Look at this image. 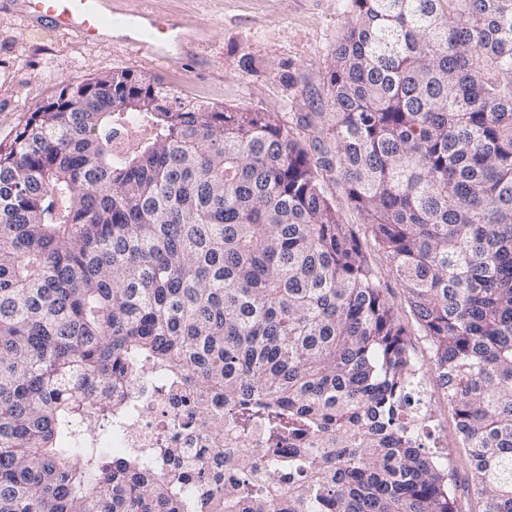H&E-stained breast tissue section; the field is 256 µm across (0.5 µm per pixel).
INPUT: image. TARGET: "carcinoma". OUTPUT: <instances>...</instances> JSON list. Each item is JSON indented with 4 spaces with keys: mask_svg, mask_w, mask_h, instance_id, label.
I'll return each instance as SVG.
<instances>
[{
    "mask_svg": "<svg viewBox=\"0 0 512 512\" xmlns=\"http://www.w3.org/2000/svg\"><path fill=\"white\" fill-rule=\"evenodd\" d=\"M327 66L334 152L269 112L131 70L63 82L0 142V512H512V0H347ZM147 135L112 148L126 127ZM343 181L404 288V326L325 195ZM189 376L194 423L286 443L224 481L180 449L96 447L119 388ZM427 396L435 409V436H439L445 442V447L447 448L440 447V445L437 444V440L439 439L438 437L429 440L432 442L429 446L431 448H442L447 452H453L455 448H457L455 422L451 411L448 409V404L442 391L435 383H433V381L428 384ZM467 475L468 468L463 461H460L454 477L458 512H481L484 508L483 500L480 499Z\"/></svg>",
    "mask_w": 512,
    "mask_h": 512,
    "instance_id": "obj_1",
    "label": "carcinoma"
}]
</instances>
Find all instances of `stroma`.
Returning a JSON list of instances; mask_svg holds the SVG:
<instances>
[{"label": "stroma", "mask_w": 512, "mask_h": 512, "mask_svg": "<svg viewBox=\"0 0 512 512\" xmlns=\"http://www.w3.org/2000/svg\"><path fill=\"white\" fill-rule=\"evenodd\" d=\"M158 15H177L202 32L198 54L171 63L137 55L125 44L83 42L74 34L32 27L14 0H0V142H8L36 104L58 94L62 80L133 69L156 77L186 100L225 109L271 112L288 124L305 118L304 143L328 132L335 105L326 62L346 21L345 0H149ZM344 223L359 236L376 266L384 294L408 332L413 357L430 351L389 261L373 246L361 215L345 202L344 186L323 182Z\"/></svg>", "instance_id": "1"}]
</instances>
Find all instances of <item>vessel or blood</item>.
<instances>
[{
    "label": "vessel or blood",
    "instance_id": "b4317fda",
    "mask_svg": "<svg viewBox=\"0 0 512 512\" xmlns=\"http://www.w3.org/2000/svg\"><path fill=\"white\" fill-rule=\"evenodd\" d=\"M34 22L55 30L74 32L86 42L115 31L119 40L138 55L170 62L175 56L195 52L196 42L185 23L176 17H161L146 10L126 12L114 24L107 0H24Z\"/></svg>",
    "mask_w": 512,
    "mask_h": 512
}]
</instances>
